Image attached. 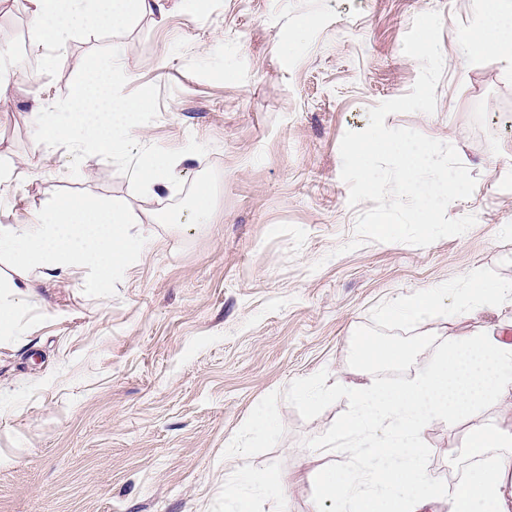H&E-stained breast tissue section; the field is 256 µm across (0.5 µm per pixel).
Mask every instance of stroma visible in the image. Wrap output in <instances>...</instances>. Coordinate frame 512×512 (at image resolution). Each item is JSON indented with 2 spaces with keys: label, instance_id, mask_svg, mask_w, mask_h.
Segmentation results:
<instances>
[{
  "label": "stroma",
  "instance_id": "35a3bbf8",
  "mask_svg": "<svg viewBox=\"0 0 512 512\" xmlns=\"http://www.w3.org/2000/svg\"><path fill=\"white\" fill-rule=\"evenodd\" d=\"M443 16L444 74L433 114L385 124L452 144L477 180L447 215H475L459 236L426 247L354 237L367 200L348 205L340 142L367 111L410 92L420 66L402 50L414 18ZM478 0H203L127 28L34 42L24 0H0V40L21 60L0 84V168L18 169L0 197V224H21L63 196L126 206L148 237L109 292L49 280L18 307L19 335L0 332V512H224V481L241 470L288 475V512H312L314 472L330 456L309 446L353 404L309 405L297 385L354 378L361 339L431 356L458 333L452 314L471 279H512V74L492 52L461 69L453 35L475 25ZM120 49L127 91L159 87L143 145L208 147L174 173L163 196H138L113 163L85 158L71 175L62 147L34 139L41 109L69 92L84 57ZM209 223H175L200 180ZM444 283L438 322L388 316L402 297ZM273 421L249 435L256 408ZM512 430V394L431 423L426 464L442 483L463 475L451 449L474 426Z\"/></svg>",
  "mask_w": 512,
  "mask_h": 512
}]
</instances>
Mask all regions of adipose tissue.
<instances>
[{"label": "adipose tissue", "mask_w": 512, "mask_h": 512, "mask_svg": "<svg viewBox=\"0 0 512 512\" xmlns=\"http://www.w3.org/2000/svg\"><path fill=\"white\" fill-rule=\"evenodd\" d=\"M479 20L455 32L464 65L494 51L512 65V0H479ZM163 0H26L33 33L43 43L59 47L83 30L124 29L135 18L163 11ZM185 155L151 152L141 162L140 184L159 196L170 191L172 175ZM134 221L123 205L102 206L61 199L37 213L28 224H0V262L13 271L0 298V330L15 323L17 304L32 295L38 283L81 275V285L103 292L139 258L144 239L132 235ZM447 295L443 286L402 299L393 316L412 324L437 317ZM512 302V279L487 284L474 281L454 314L474 319L486 309ZM359 378L337 381V392L349 396L353 410L339 423L340 431L356 439L376 435L374 447L337 449L352 456L346 466L319 471V505L331 512H421L441 496H449L451 512H512V432L486 423L474 428L460 459L464 478L446 493L426 467L422 434L429 422L454 423L459 415L498 401L512 389V344L496 329L449 337L434 357L412 360L404 347L361 340ZM413 361L415 373L405 384L389 388L373 381L371 366ZM265 494L270 512H286L288 478L280 471L246 473L224 483L228 512H254L245 486Z\"/></svg>", "instance_id": "ef3b65f1"}]
</instances>
